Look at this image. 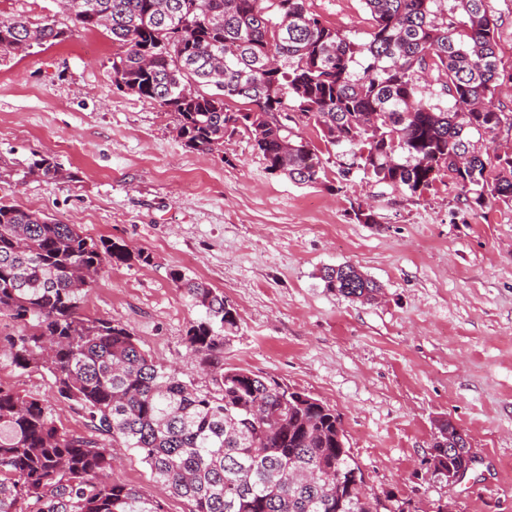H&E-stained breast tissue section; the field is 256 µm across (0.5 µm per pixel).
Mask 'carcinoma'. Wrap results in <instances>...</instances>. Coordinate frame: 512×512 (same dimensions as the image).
<instances>
[{"label": "carcinoma", "instance_id": "1", "mask_svg": "<svg viewBox=\"0 0 512 512\" xmlns=\"http://www.w3.org/2000/svg\"><path fill=\"white\" fill-rule=\"evenodd\" d=\"M69 25L23 15L0 27V62L33 46L100 28L123 51L112 85L177 117L184 145L224 150L245 132L266 169L298 185L326 184L322 148L279 120L296 112L354 174L422 197L443 180L473 211L512 206V151L498 152L512 112L493 99L512 86L497 52L491 0H362L371 17L359 41L325 24L308 0H60ZM244 99L242 112L230 103ZM26 177L56 179L52 156ZM152 263L141 249L0 201V315L21 323L0 360L45 370L92 426L122 440L190 512H370L364 472L336 410L271 377L224 368L239 330L224 293L170 272L203 316L189 349L215 374L200 391L158 367L136 336L80 303L107 267ZM325 288L371 302L382 285L346 262L325 266ZM456 426L438 430L431 456L456 469L470 448ZM165 512L160 501L112 479V451L61 431L39 400L0 385V512Z\"/></svg>", "mask_w": 512, "mask_h": 512}]
</instances>
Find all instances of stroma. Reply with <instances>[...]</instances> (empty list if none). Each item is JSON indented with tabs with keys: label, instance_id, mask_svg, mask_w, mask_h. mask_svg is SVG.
I'll return each instance as SVG.
<instances>
[{
	"label": "stroma",
	"instance_id": "stroma-1",
	"mask_svg": "<svg viewBox=\"0 0 512 512\" xmlns=\"http://www.w3.org/2000/svg\"><path fill=\"white\" fill-rule=\"evenodd\" d=\"M327 25L365 38L362 0H308ZM120 47L102 30L0 64V199L84 236L149 252L106 268L80 303L126 325L149 357L202 391L210 371L186 344L202 315L176 288L181 269L223 292L240 328L224 365L270 376L339 414L370 489L413 512H512V207L472 212L444 185L422 197L360 177L302 186L269 173L248 135L186 148L171 113L112 85ZM50 155L57 179L24 177ZM371 207L375 224L351 207ZM350 262L383 286L377 301L328 291L317 273ZM0 385L47 406L63 431L111 449L115 480L189 512L140 455L89 426L44 370L0 364ZM464 431L476 463L459 483L431 474L439 421Z\"/></svg>",
	"mask_w": 512,
	"mask_h": 512
}]
</instances>
